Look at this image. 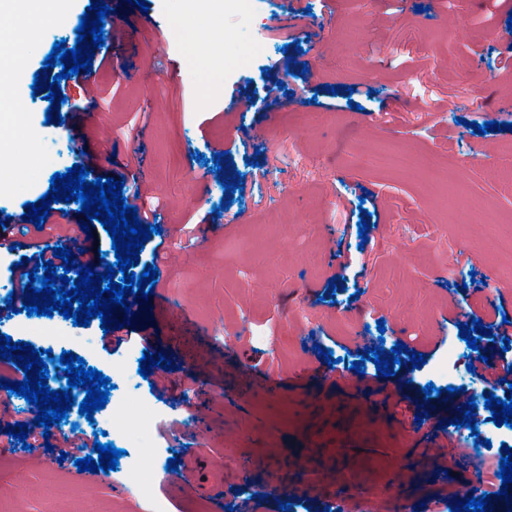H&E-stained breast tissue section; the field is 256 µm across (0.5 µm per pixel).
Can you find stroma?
<instances>
[{
  "instance_id": "stroma-1",
  "label": "stroma",
  "mask_w": 512,
  "mask_h": 512,
  "mask_svg": "<svg viewBox=\"0 0 512 512\" xmlns=\"http://www.w3.org/2000/svg\"><path fill=\"white\" fill-rule=\"evenodd\" d=\"M90 2L72 0L71 25L33 27L28 40L13 98L27 122L14 157L30 172L26 188L0 185V232L20 243L0 250V274L35 255L15 216L72 165L115 178L137 211H154L161 231L134 268L158 264L148 326L106 333L95 317L70 329L92 338L101 364L142 356L144 335L171 362L115 393L113 427L140 479L170 512L189 496L207 512L236 510L250 492L264 496L258 512L286 500L290 512H358L370 490L409 512H450L447 478L474 498L490 491L504 443L461 463L466 441L451 421L466 399L447 393L443 366L460 324L512 320L500 222L512 193L499 186L500 169H512V0H146L144 13L111 0L110 51L67 83L62 123H46L34 75L54 42L74 47ZM214 28L224 32L219 70L208 64ZM77 101L85 111H71ZM491 115L500 129L477 134L473 123ZM47 136L62 160L44 162ZM219 151L241 192L196 159ZM51 209L40 242L74 250L81 265L111 251L80 205ZM215 339L226 344L218 359ZM398 343L400 364L381 375L370 349ZM414 352L424 365L412 366ZM268 362L289 383L272 394L245 387L249 367ZM35 417L0 387V462L10 466L0 512H129L128 479L111 470L88 487L80 451ZM18 421L23 443L8 434ZM426 453L447 465L421 477ZM171 457L177 470L159 477L155 459ZM322 471L326 484L313 485ZM284 484L299 490L282 499Z\"/></svg>"
}]
</instances>
